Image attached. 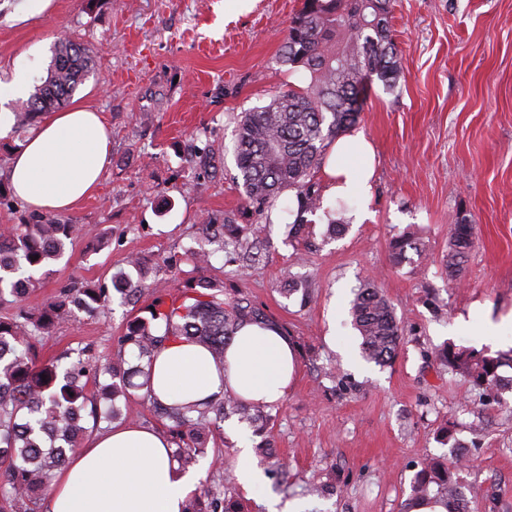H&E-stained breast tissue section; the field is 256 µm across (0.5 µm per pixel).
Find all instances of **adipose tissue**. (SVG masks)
Returning a JSON list of instances; mask_svg holds the SVG:
<instances>
[{
	"label": "adipose tissue",
	"mask_w": 512,
	"mask_h": 512,
	"mask_svg": "<svg viewBox=\"0 0 512 512\" xmlns=\"http://www.w3.org/2000/svg\"><path fill=\"white\" fill-rule=\"evenodd\" d=\"M111 140L99 112L76 102L32 129L12 154L7 179L36 212L67 213L97 189ZM333 200L370 195L373 147L363 132L337 137L325 161ZM294 345L275 327L246 325L216 364L202 344H167L154 359L151 387L162 402L207 403L232 393L271 403L288 392ZM197 474L173 459L167 437L128 423L78 448L51 485L47 512H183Z\"/></svg>",
	"instance_id": "1"
}]
</instances>
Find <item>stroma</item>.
<instances>
[{
    "label": "stroma",
    "mask_w": 512,
    "mask_h": 512,
    "mask_svg": "<svg viewBox=\"0 0 512 512\" xmlns=\"http://www.w3.org/2000/svg\"><path fill=\"white\" fill-rule=\"evenodd\" d=\"M19 0H0V83L17 76L28 53L30 85L47 75L55 45L70 38L93 52L94 70L73 98L104 116L112 151L98 192L71 214L81 235L51 262L24 299L40 305L79 281L110 282L114 273H155L171 295L210 281L225 298L245 296L285 326L298 358L295 381L277 403L270 427L278 464L263 473L265 495L233 479L237 418L219 422L200 457L198 488L241 500L247 512H402L423 458L451 455L438 439L454 425L470 445L460 468L475 498L470 512H512V392L472 389L444 372V344L473 347L461 321L477 309L512 312V0H396L392 18L402 72L394 88L373 82L356 130L372 143L376 176L369 200L325 201L305 214L309 237L288 241L296 217L293 191L272 210L264 258L250 266L240 252L216 253L194 266L202 228L239 213L234 131L242 112L288 85L306 86L278 55L302 0H56L47 17L10 25ZM475 222L477 239L460 281L442 264L448 226ZM346 224L330 238V221ZM420 239L422 257L391 260L390 242ZM138 257L140 268L127 264ZM307 281L314 296L285 297L284 274ZM370 281L404 329L392 364L365 360L349 323L354 288ZM138 302L114 300L101 317L83 313L38 344L42 358L94 344L120 351ZM481 426L480 443L471 428ZM329 485L322 495L313 486Z\"/></svg>",
    "instance_id": "obj_1"
}]
</instances>
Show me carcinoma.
<instances>
[{"instance_id": "obj_1", "label": "carcinoma", "mask_w": 512, "mask_h": 512, "mask_svg": "<svg viewBox=\"0 0 512 512\" xmlns=\"http://www.w3.org/2000/svg\"><path fill=\"white\" fill-rule=\"evenodd\" d=\"M395 0H303L292 18L279 61L291 69L302 68L309 76L305 87L290 86L272 94L266 102L242 113L235 133L234 157L242 181L246 204L256 206L263 224L241 225L227 216L220 226L206 228L213 248L198 250L199 265L213 253L239 244L245 232L258 239L272 223L271 210L279 196L296 192L298 217L287 225V237L305 236L308 226L301 215L323 207L314 178L329 142L357 123L362 97L368 85L378 80L392 87L400 73L391 25ZM91 51L72 40L58 43L47 78L32 97L16 111L17 123L30 125L45 112L67 104L77 87L92 73ZM79 235V226L69 217L31 215L0 235V302L5 295L18 296L15 275L30 272L22 280L25 290L35 287L33 274L61 259L66 246ZM476 239V225L455 220L448 225V278L457 280ZM421 255L422 244L400 235L391 243L394 264L410 260L408 252ZM123 299L152 297L147 318H135L121 337V348L129 347L146 363L124 368L123 359L110 360L91 345L44 360L36 349L39 339L51 334L77 309L92 317L105 314L112 304V291ZM224 291L214 284L193 285L178 297L163 293L162 284L143 273L137 280L127 276L99 283L63 288L37 308L19 307L0 317V512H40L41 495L53 481L55 471L67 463L79 447L87 428L80 425L88 411L93 423L112 421L121 409L112 404L101 408V400L131 397L150 403L154 413L172 422V455L184 468L197 464L204 455L210 428L230 415L250 423L269 418L265 406L246 403L226 394L203 406L192 403L164 405L152 397L150 374L154 357L170 341H195L206 346L215 362L224 365V348L241 327L268 325L273 318L246 298L224 301ZM354 328L361 337L364 357L378 365L395 358L404 339L401 322L386 297L370 284L358 288L351 304ZM441 363L478 389L501 383L499 368L512 363V349L491 353L453 344L440 353ZM102 374L118 378L93 391L90 381ZM138 374L143 381L134 384ZM461 489L456 465L427 458L417 472L405 512L416 505L443 504L448 512H459L456 492ZM185 512H244L238 503L218 497L205 488L187 501Z\"/></svg>"}]
</instances>
